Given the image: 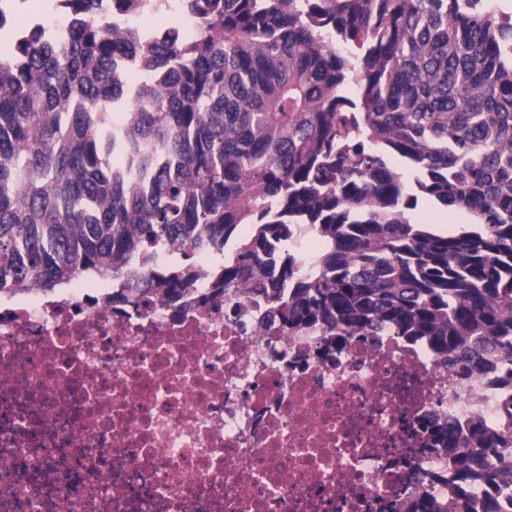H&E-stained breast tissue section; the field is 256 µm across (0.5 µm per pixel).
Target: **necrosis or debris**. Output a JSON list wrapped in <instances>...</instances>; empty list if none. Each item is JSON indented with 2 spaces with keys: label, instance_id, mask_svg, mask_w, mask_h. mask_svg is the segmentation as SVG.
<instances>
[{
  "label": "necrosis or debris",
  "instance_id": "obj_1",
  "mask_svg": "<svg viewBox=\"0 0 512 512\" xmlns=\"http://www.w3.org/2000/svg\"><path fill=\"white\" fill-rule=\"evenodd\" d=\"M177 312L80 277L0 298V512H400L441 504L512 390L383 329H285L246 288Z\"/></svg>",
  "mask_w": 512,
  "mask_h": 512
}]
</instances>
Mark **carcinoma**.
<instances>
[{
    "instance_id": "obj_1",
    "label": "carcinoma",
    "mask_w": 512,
    "mask_h": 512,
    "mask_svg": "<svg viewBox=\"0 0 512 512\" xmlns=\"http://www.w3.org/2000/svg\"><path fill=\"white\" fill-rule=\"evenodd\" d=\"M178 2L190 39L61 0L65 38L35 23L0 44V294L113 271L124 301H175L205 252L217 289L254 288L292 332L385 327L467 375L490 357L478 343L512 350V15L492 0ZM120 56L147 75L129 112L109 111ZM420 197L472 222H413ZM307 234L323 239L309 270L288 247ZM174 240L182 259L157 263ZM452 451L456 512L472 486L512 483V429L479 424ZM493 455L510 462L488 469Z\"/></svg>"
}]
</instances>
